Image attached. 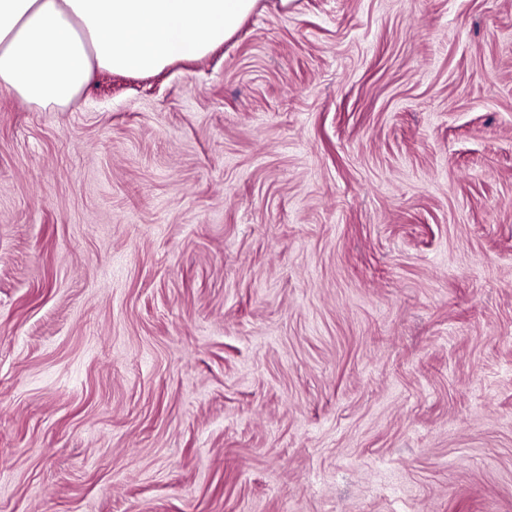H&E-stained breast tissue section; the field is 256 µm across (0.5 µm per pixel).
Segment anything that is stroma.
<instances>
[{
  "mask_svg": "<svg viewBox=\"0 0 512 512\" xmlns=\"http://www.w3.org/2000/svg\"><path fill=\"white\" fill-rule=\"evenodd\" d=\"M0 512H512V0L1 91Z\"/></svg>",
  "mask_w": 512,
  "mask_h": 512,
  "instance_id": "35a3bbf8",
  "label": "stroma"
}]
</instances>
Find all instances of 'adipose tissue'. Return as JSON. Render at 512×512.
Returning a JSON list of instances; mask_svg holds the SVG:
<instances>
[{
  "mask_svg": "<svg viewBox=\"0 0 512 512\" xmlns=\"http://www.w3.org/2000/svg\"><path fill=\"white\" fill-rule=\"evenodd\" d=\"M256 0H0V90L68 107L97 70L160 71L223 44Z\"/></svg>",
  "mask_w": 512,
  "mask_h": 512,
  "instance_id": "ef3b65f1",
  "label": "adipose tissue"
}]
</instances>
